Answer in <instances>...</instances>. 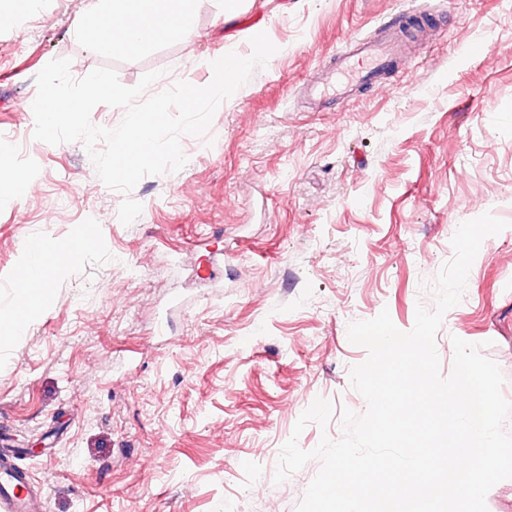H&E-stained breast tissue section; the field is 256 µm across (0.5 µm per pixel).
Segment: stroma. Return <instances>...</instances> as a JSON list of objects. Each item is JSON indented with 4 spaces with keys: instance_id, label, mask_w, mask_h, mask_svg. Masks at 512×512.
I'll use <instances>...</instances> for the list:
<instances>
[{
    "instance_id": "35a3bbf8",
    "label": "stroma",
    "mask_w": 512,
    "mask_h": 512,
    "mask_svg": "<svg viewBox=\"0 0 512 512\" xmlns=\"http://www.w3.org/2000/svg\"><path fill=\"white\" fill-rule=\"evenodd\" d=\"M94 3L0 0V455L16 449L44 512H296L319 460L273 475L300 415L319 397L366 409L349 323L385 310L411 330L450 229L487 211L508 226L435 346L446 375L453 338L479 345L512 401V0H187L184 37L125 50L74 30ZM397 13L438 36L312 111L301 81ZM261 32L276 53L182 137L186 166L127 194L19 106L55 58L127 87L158 72L154 95L208 85ZM35 238L49 282L26 295Z\"/></svg>"
}]
</instances>
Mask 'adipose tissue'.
Masks as SVG:
<instances>
[{
	"label": "adipose tissue",
	"instance_id": "obj_1",
	"mask_svg": "<svg viewBox=\"0 0 512 512\" xmlns=\"http://www.w3.org/2000/svg\"><path fill=\"white\" fill-rule=\"evenodd\" d=\"M181 0H112V7L95 24L77 20L76 27L91 47L103 44L126 48L162 37L179 38L186 28L179 20ZM125 20L124 28H114L115 20Z\"/></svg>",
	"mask_w": 512,
	"mask_h": 512
}]
</instances>
